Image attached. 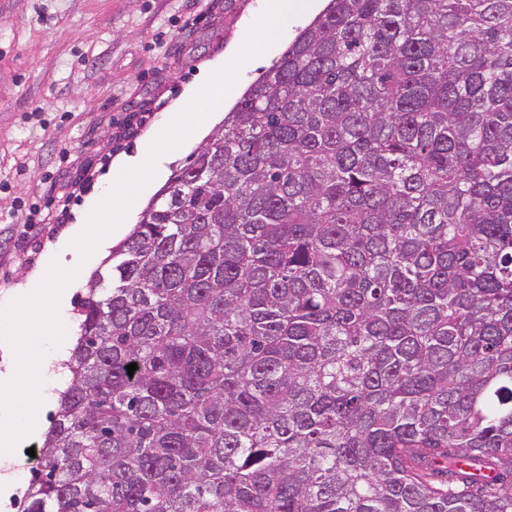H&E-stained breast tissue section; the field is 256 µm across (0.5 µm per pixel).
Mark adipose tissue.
<instances>
[{"instance_id":"adipose-tissue-1","label":"adipose tissue","mask_w":512,"mask_h":512,"mask_svg":"<svg viewBox=\"0 0 512 512\" xmlns=\"http://www.w3.org/2000/svg\"><path fill=\"white\" fill-rule=\"evenodd\" d=\"M109 197V202L95 204L86 215L87 220L96 224L94 245L100 251L106 250L126 230L123 207L128 201V193L123 183H113ZM18 322L16 338L20 341L31 335L57 336L68 329L57 311L38 305L21 308ZM69 356L68 346L64 343L57 347L50 364L36 354H25L15 347L6 349L5 365L0 368V459L9 457L14 445L42 428L48 402L42 377L52 366L58 378H65L64 364ZM17 395L24 396L29 405V416L23 420L10 414L9 400Z\"/></svg>"}]
</instances>
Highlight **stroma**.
Returning a JSON list of instances; mask_svg holds the SVG:
<instances>
[{
	"label": "stroma",
	"instance_id": "1",
	"mask_svg": "<svg viewBox=\"0 0 512 512\" xmlns=\"http://www.w3.org/2000/svg\"><path fill=\"white\" fill-rule=\"evenodd\" d=\"M269 0H0V350L26 299L20 284L59 260L86 279L70 288L76 319L105 254L79 249L70 230L89 199L123 181L136 224L152 192L117 159L154 139L165 171L186 164L224 113L324 8L271 12ZM231 61L219 94L197 102L213 120L185 140L167 116L212 65ZM147 123H139L143 111Z\"/></svg>",
	"mask_w": 512,
	"mask_h": 512
}]
</instances>
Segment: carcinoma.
Instances as JSON below:
<instances>
[{"instance_id": "carcinoma-1", "label": "carcinoma", "mask_w": 512, "mask_h": 512, "mask_svg": "<svg viewBox=\"0 0 512 512\" xmlns=\"http://www.w3.org/2000/svg\"><path fill=\"white\" fill-rule=\"evenodd\" d=\"M159 196L23 512H512V0H328Z\"/></svg>"}]
</instances>
